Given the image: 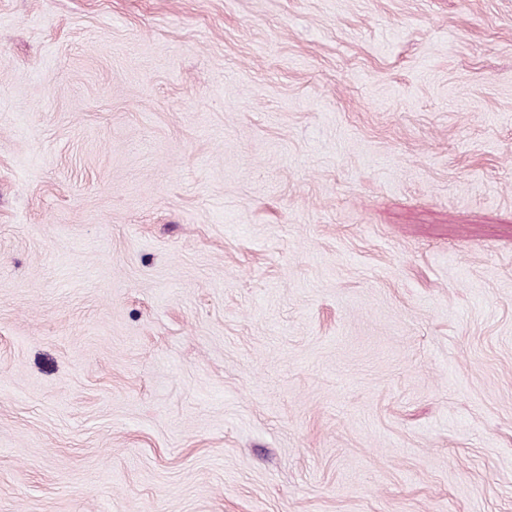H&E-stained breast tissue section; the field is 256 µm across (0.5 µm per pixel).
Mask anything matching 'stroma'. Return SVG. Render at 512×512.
<instances>
[{
	"instance_id": "1",
	"label": "stroma",
	"mask_w": 512,
	"mask_h": 512,
	"mask_svg": "<svg viewBox=\"0 0 512 512\" xmlns=\"http://www.w3.org/2000/svg\"><path fill=\"white\" fill-rule=\"evenodd\" d=\"M0 512H512V0H0Z\"/></svg>"
}]
</instances>
